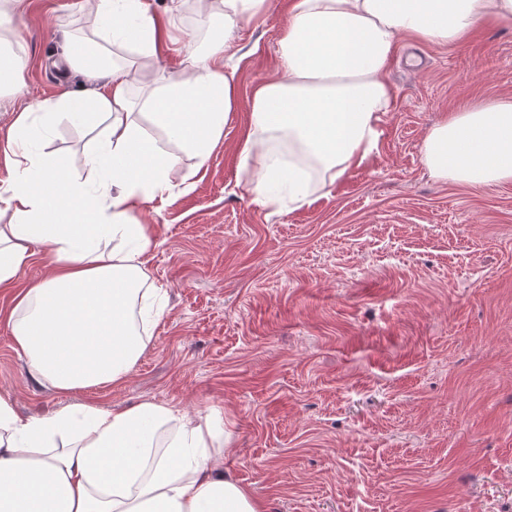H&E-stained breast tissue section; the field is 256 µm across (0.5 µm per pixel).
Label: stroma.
Instances as JSON below:
<instances>
[{
    "label": "stroma",
    "mask_w": 512,
    "mask_h": 512,
    "mask_svg": "<svg viewBox=\"0 0 512 512\" xmlns=\"http://www.w3.org/2000/svg\"><path fill=\"white\" fill-rule=\"evenodd\" d=\"M73 0H31L19 19L22 80L0 93V143L34 99L86 87L60 33L87 34ZM291 0H266L225 56L238 103L203 167L183 156L146 203L150 287L167 311L121 382L61 394L38 384L8 317L47 273V248L0 287V392L21 416L165 402L210 413L230 436L217 461L268 512H512V183L435 179L423 140L476 101L512 98V26L453 45L402 35L386 69L392 108L376 152L293 209L257 205L239 167L251 91L280 74ZM206 51L220 9L180 11ZM42 157L84 156L99 122L35 123Z\"/></svg>",
    "instance_id": "obj_1"
}]
</instances>
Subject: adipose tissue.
<instances>
[{"mask_svg":"<svg viewBox=\"0 0 512 512\" xmlns=\"http://www.w3.org/2000/svg\"><path fill=\"white\" fill-rule=\"evenodd\" d=\"M95 41L90 60L62 39L61 58L91 83L56 101H31L7 134L12 181L0 189V287L52 247L48 274L13 308L10 330L36 382L68 394L123 380L163 313L147 287L152 245L135 212L170 192L179 150L205 163L238 98L224 71L227 47L185 48V64L134 97L131 70L112 60L131 47L153 64L161 36L146 0H77ZM24 0H0V90L17 85L14 50ZM512 25V0H294L278 39L280 77L258 83L238 146L254 201L304 205L375 149L392 97L384 78L398 37L413 32L444 45L479 26ZM103 118L87 159L95 187L69 158L33 151V120ZM422 158L430 174L473 188L512 182V99L474 103L431 128ZM111 250H104V243ZM224 425L156 402L105 410L84 404L21 418L0 394V512H267L213 457Z\"/></svg>","mask_w":512,"mask_h":512,"instance_id":"ef3b65f1","label":"adipose tissue"}]
</instances>
